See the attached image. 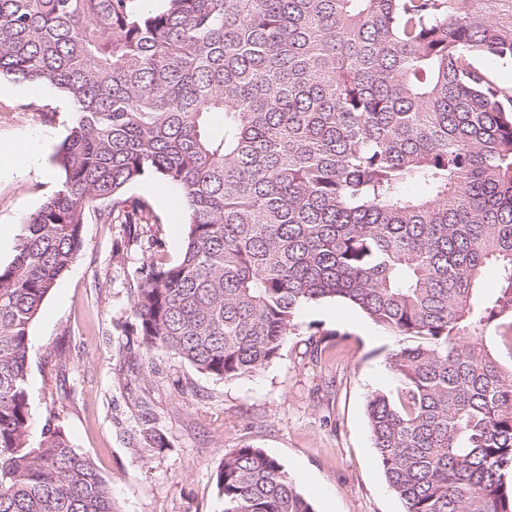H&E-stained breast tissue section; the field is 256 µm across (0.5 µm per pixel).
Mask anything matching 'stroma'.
I'll return each mask as SVG.
<instances>
[{"label":"stroma","mask_w":512,"mask_h":512,"mask_svg":"<svg viewBox=\"0 0 512 512\" xmlns=\"http://www.w3.org/2000/svg\"><path fill=\"white\" fill-rule=\"evenodd\" d=\"M56 112L42 122L40 110ZM72 109L50 83L0 78V144L36 139L38 166L0 174V228L18 230L59 187L55 155ZM129 196L147 224L86 214L84 248L30 328L27 390L33 435L62 426L110 483L121 512H223L215 473L249 443L275 457L315 512H404L373 448L367 402L394 387L385 355L398 337L332 301L306 308L296 334L260 371L232 381L198 372L134 333L132 292L150 262L183 252L182 196L146 177ZM155 427L166 446L144 451Z\"/></svg>","instance_id":"obj_1"}]
</instances>
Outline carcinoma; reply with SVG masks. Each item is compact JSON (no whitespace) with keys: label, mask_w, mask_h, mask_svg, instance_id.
I'll list each match as a JSON object with an SVG mask.
<instances>
[{"label":"carcinoma","mask_w":512,"mask_h":512,"mask_svg":"<svg viewBox=\"0 0 512 512\" xmlns=\"http://www.w3.org/2000/svg\"><path fill=\"white\" fill-rule=\"evenodd\" d=\"M0 0V75L75 120L60 189L0 265V512H119L62 427L31 440L29 329L84 246L85 212L180 189L175 264L133 291L139 345L220 380L273 361L305 307L408 339L367 412L405 512H512V0ZM496 272L486 288L483 274ZM224 512H315L261 448L224 454ZM475 63L494 79L507 84L512 83V63L502 64L501 61L490 56H477Z\"/></svg>","instance_id":"1"}]
</instances>
